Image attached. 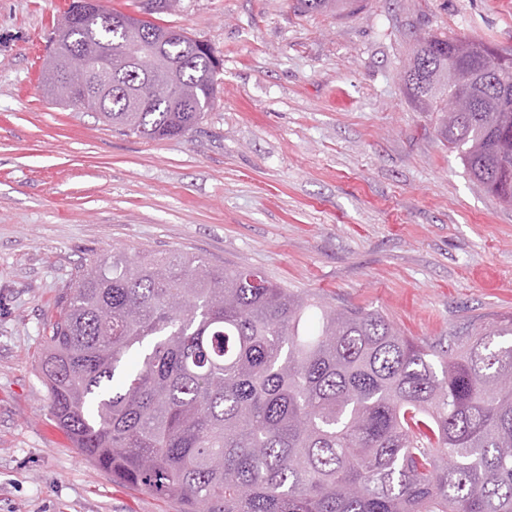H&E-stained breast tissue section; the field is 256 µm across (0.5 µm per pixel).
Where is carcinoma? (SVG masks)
<instances>
[{"instance_id": "cac0c4a2", "label": "carcinoma", "mask_w": 512, "mask_h": 512, "mask_svg": "<svg viewBox=\"0 0 512 512\" xmlns=\"http://www.w3.org/2000/svg\"><path fill=\"white\" fill-rule=\"evenodd\" d=\"M152 2L147 47L180 63L168 92L145 107L90 94L79 109L155 140L199 123L221 63L162 23L178 0ZM298 6L352 14L357 0ZM124 17L74 0L50 54L110 49L124 82ZM403 78L442 113L467 173L512 206V53L429 36ZM45 332L40 379L75 447L181 512H512V317L429 341L253 270L114 250L81 267Z\"/></svg>"}]
</instances>
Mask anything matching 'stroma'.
Here are the masks:
<instances>
[{
	"label": "stroma",
	"mask_w": 512,
	"mask_h": 512,
	"mask_svg": "<svg viewBox=\"0 0 512 512\" xmlns=\"http://www.w3.org/2000/svg\"><path fill=\"white\" fill-rule=\"evenodd\" d=\"M72 0H0V512H181L74 448L38 377L82 265L142 250L250 268L438 339L512 315V208L439 140L402 72L418 35L512 50V0H181L220 89L183 137L113 131L40 83ZM357 0H298V6L304 11H331L336 14H353Z\"/></svg>",
	"instance_id": "1"
}]
</instances>
